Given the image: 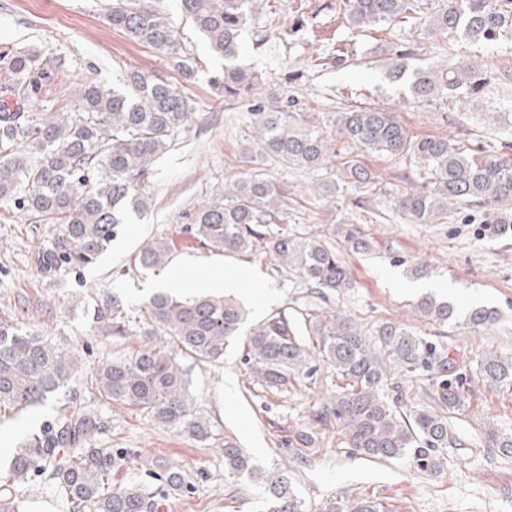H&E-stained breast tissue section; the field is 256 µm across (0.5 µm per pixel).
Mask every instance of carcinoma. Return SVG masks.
Returning a JSON list of instances; mask_svg holds the SVG:
<instances>
[{"label":"carcinoma","instance_id":"1","mask_svg":"<svg viewBox=\"0 0 512 512\" xmlns=\"http://www.w3.org/2000/svg\"><path fill=\"white\" fill-rule=\"evenodd\" d=\"M258 2L181 0V5L210 50L224 57V93L250 100L248 114L264 153L290 167L329 170L335 184H370L372 170L353 156L336 160L333 140L296 124L289 99L262 94L254 74L235 64ZM341 2L352 29L409 24L471 43L512 39V0H442L431 16L421 12L419 0ZM108 20L131 39L167 55L184 76L197 69L168 18L149 0H113ZM411 55L406 46L392 47L389 73L417 101L451 97L461 102L481 97L492 84L512 87V69L506 66L492 71L462 57L451 65L412 70ZM53 66V58L40 50L11 51L0 84V204L26 213L32 224L57 225L37 249L36 268L44 278L77 274L97 263L130 216L147 213L149 198L139 186L149 178L155 157L171 146L175 131L192 115L186 97L171 84L142 74L131 75L118 89L90 76L77 87L74 103L44 105L38 94ZM335 124L340 136L359 149L411 154L427 169L432 188L407 189L397 200L398 210L416 223L435 224L448 218V210L465 208L462 220L473 224L477 220L469 210L482 208L480 223L491 225L501 238L512 237V145L507 152L465 151L446 137H414L384 107L348 108L336 113ZM284 217L280 189L256 171L225 184L219 198L197 211L190 234L216 254L259 249L320 295L350 287L341 254L320 237L267 231ZM345 239L355 252H372L371 243L352 230ZM136 262L145 269H165L171 262L168 241H144ZM415 310L439 325L456 318L454 306L433 294L422 295ZM91 317L108 336H124L130 329L114 296L93 299ZM246 319L243 304L230 295L200 292L183 298L157 291L135 328L147 338L163 331L176 351L159 350L148 340L132 356L106 361L80 378L78 359L64 346L16 323L0 322V410L20 412L64 394L52 419L13 453L0 476V512H23L16 489L31 478L53 488L69 512H159L160 500L190 491V473L166 461L147 469L160 482L156 488L134 477L112 483L127 452L96 443L108 427L101 406L125 404L160 426L209 441L212 425L190 391L186 361L195 366L218 362L239 339L252 382L266 391L284 393L311 378L316 356L335 374L328 402L312 408L310 422L288 428L295 461L316 453L318 428L334 420L340 443L367 461L410 454L421 470L439 468V449L453 442L449 420L466 407L463 375L448 347L397 323L378 326L373 340L349 316L315 303L291 313L275 311L243 336ZM496 319L495 310L478 307L465 315V324L479 331ZM420 371L431 374L423 390L425 405L409 406L401 394L388 397L394 374L411 377ZM478 378L491 388H511L512 357L481 356ZM488 438L512 455V431L493 429ZM224 473L265 487L270 494L266 512H310L284 475L254 464L229 430L224 431ZM320 512H380V503L344 491L322 502Z\"/></svg>","mask_w":512,"mask_h":512}]
</instances>
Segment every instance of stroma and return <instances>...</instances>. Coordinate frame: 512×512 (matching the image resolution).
Instances as JSON below:
<instances>
[{"instance_id": "35a3bbf8", "label": "stroma", "mask_w": 512, "mask_h": 512, "mask_svg": "<svg viewBox=\"0 0 512 512\" xmlns=\"http://www.w3.org/2000/svg\"><path fill=\"white\" fill-rule=\"evenodd\" d=\"M339 3L262 0L237 59L238 65L261 75L266 88L288 93L301 123L334 138L337 150L359 155L376 174L375 184L364 189L330 193L322 187L326 171L298 170L272 155L246 162L244 149L258 141L247 104L225 99L218 86L224 59L209 51L186 20L181 0H158V5L199 59L190 79L158 51L112 27L107 17L112 0H0V54L44 49L55 63L49 89L71 90L90 72L105 85H117L138 71L162 76L184 93L193 110L142 188L151 201L149 212L124 225L94 266L52 280L41 277L35 250L52 235V225L20 217L0 223V321L20 322L63 342L85 370L136 353L141 336H106L86 320L91 298L116 296L125 313L138 314L166 277L135 262L142 242L157 236L169 241L173 262L183 263L187 275H194L195 262L213 257L187 230L197 210L217 198L225 183L254 171L264 173L284 192L283 228L324 237L349 268L353 285L330 296V307L346 312L368 333L385 322L406 324L448 346L467 378L462 388L467 406L451 420L456 443L441 449L439 470L428 473L418 471L408 456L379 463L361 459L339 445L335 430L326 429L308 465L296 464L284 443V429L307 422L311 406L329 396L332 371L318 364L312 379L288 393H271L252 385L243 346L237 343L227 348L223 361L192 371V392L213 424L214 440H193L127 405L107 407L109 428L99 443L130 453L125 470L113 473V481L143 474L153 460H173L190 472L194 490L170 497V512H265L263 487L224 478L219 436L229 429L255 464L286 472L298 497L309 504L347 491L369 495L385 512H512V456L494 448L487 435L492 427L512 430V390L487 387L475 374L480 355H512V238L484 234L481 225L462 223L454 210L440 224L413 222L397 211L395 201L408 184L430 185L431 175L410 156L357 153L334 126L337 112L345 107H386L418 137L442 135L463 149L510 145L512 104L499 93L489 92L467 107L453 99L415 101L405 84L389 80L382 51L393 44L416 49L415 67L451 63L465 53L512 67V41L469 46L407 25L380 24L360 33L338 17ZM270 23L281 26L282 35L256 44L257 34ZM340 48L347 54L341 63L336 60ZM492 109L502 114L496 127L486 121ZM346 228L372 241V253L350 250L342 235ZM223 260L257 275L259 296L243 298L251 310L250 323L301 304L307 293L299 278L266 254L227 253ZM415 263L428 266L430 283L451 288L449 301L459 312L492 308L498 312L496 323L474 332L459 321L442 326L421 320L414 310L419 293L409 287L408 267ZM52 412L48 403L0 418L1 466L10 449L38 432Z\"/></svg>"}]
</instances>
